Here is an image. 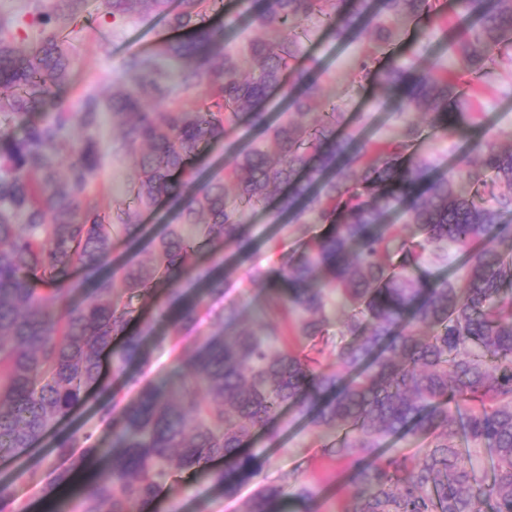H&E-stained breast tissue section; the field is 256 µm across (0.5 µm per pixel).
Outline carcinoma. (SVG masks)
Wrapping results in <instances>:
<instances>
[{"label":"carcinoma","mask_w":512,"mask_h":512,"mask_svg":"<svg viewBox=\"0 0 512 512\" xmlns=\"http://www.w3.org/2000/svg\"><path fill=\"white\" fill-rule=\"evenodd\" d=\"M252 23L263 37L246 53L224 49V29L204 23L224 0H54L33 13L39 38L16 46L23 21L0 16V457L28 448L98 386L99 410L112 431L108 446L91 432H64L56 459L34 488L48 494L90 458L106 461L81 495L61 512H144L175 476L211 473L221 494L259 475V457L243 452L256 432L291 406L322 439V458L345 464L353 493L342 512H512V144L486 138L479 113L467 111L512 46V0H456L468 32L445 38L453 68L441 71L415 53L408 68L381 64L409 25L448 34L441 0H254ZM144 11L178 32L152 55L132 56V85L107 100L88 94L78 116L56 112L11 126L45 109L71 81L76 21ZM315 18L339 40L359 43L354 82L376 84L394 99L399 121L387 139L354 129L324 98L318 81L300 72L304 30ZM298 74L301 90L286 85ZM186 91L207 87L192 110L163 106L168 82ZM289 112L267 117L271 91ZM108 109L140 152L129 194L139 208L161 200L179 207L147 263L105 270L112 229L129 237L138 224H109L86 189L100 167L88 142L75 149L65 130L77 121L96 128ZM250 125L272 139L275 154L255 143L226 149L224 179L199 181L192 162L203 149ZM468 144L440 171L420 147L426 130ZM500 191L485 198L482 190ZM277 200L275 214L323 232L279 256V285L265 289L257 326L207 336L169 388L146 385L122 403L102 382V357L113 369L151 366L145 335L128 333L131 299L152 306L166 323L169 352L183 355V337L201 321V301L183 302L178 283L202 254L224 276L206 279L224 295L236 269L224 265L233 243L248 264L239 286L265 284L255 259L247 213ZM401 215L412 234L386 223ZM80 266L93 298L77 305L69 275ZM446 267L448 276L433 269ZM121 287L128 300L116 294ZM345 321L336 337V367L315 347L331 313ZM390 440L424 441L415 454ZM487 453L491 477L474 464ZM303 512H319L318 489L296 470L262 484L246 512H273L286 495ZM0 512H25L0 484Z\"/></svg>","instance_id":"cac0c4a2"}]
</instances>
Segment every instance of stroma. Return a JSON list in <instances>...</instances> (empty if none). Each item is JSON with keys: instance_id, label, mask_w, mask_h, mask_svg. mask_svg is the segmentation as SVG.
<instances>
[{"instance_id": "obj_1", "label": "stroma", "mask_w": 512, "mask_h": 512, "mask_svg": "<svg viewBox=\"0 0 512 512\" xmlns=\"http://www.w3.org/2000/svg\"><path fill=\"white\" fill-rule=\"evenodd\" d=\"M167 33L163 18L137 13L112 20L102 18L85 25L74 52L73 80L50 99L47 112L60 109L78 112L84 96L91 93L108 97L114 86L127 80L126 60L133 55H151L155 43ZM357 52V44L338 40L326 29L312 24L308 27L307 38L303 40L301 68L315 77L324 94L348 112L361 127L377 135L388 134L395 122L388 116L390 107L385 103L384 94L370 88L359 89L353 81L351 65ZM498 58L500 67L496 77L485 83L482 94L473 101L472 109L483 113L487 137L506 144L512 142V47L499 50ZM66 135L76 147L81 146L85 139H92L101 157V166L88 186V193L100 201L112 223H125L129 202L127 190L135 174L136 158L126 146L118 121L106 112L96 129L87 132L74 124L67 129ZM262 140L257 130L243 125L232 131L226 142L211 144L198 164L202 179L223 175L226 143L247 144ZM176 221V211L167 203L139 212L137 222L141 230L137 239H130L122 233L114 234L112 265L145 261L154 239L166 225ZM318 231V226L309 224L286 237L277 225L271 224L269 211H259L250 217L254 250L261 257L269 255L271 248L280 242L285 241L295 247ZM180 288L183 297L203 300L206 306L215 310L234 307L241 312L245 323L254 325L258 322L263 289L244 291L229 286L223 296L206 297L200 291V281L193 276L183 279ZM153 327L151 373L144 374L140 369L131 367L124 374L117 375L113 373L111 363L103 365L106 382L111 383L113 389L124 392L127 398H135L140 385L155 383L162 378H175L180 369L178 360L168 352L169 337L165 323L157 320ZM102 399V393L91 390L86 400L67 418L51 423L44 436L32 447L17 456L0 459V482L11 485L27 512H38L37 506L42 501L30 483L31 474L45 471L60 433L97 429V408ZM251 445L259 452L263 463L258 480L242 483L235 494L223 496L214 489L207 474L185 477L167 485L155 503L157 512H245L258 483L274 481L292 469L300 470L304 479L317 481L320 512H336L340 501L347 497L349 487L344 465L323 461L319 440L305 419L295 411L285 412L274 436L258 435Z\"/></svg>"}]
</instances>
